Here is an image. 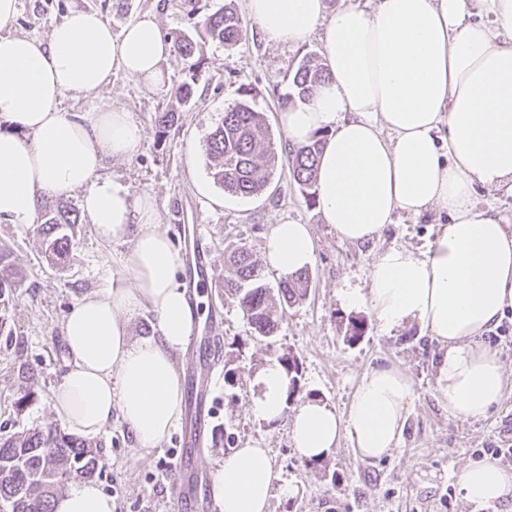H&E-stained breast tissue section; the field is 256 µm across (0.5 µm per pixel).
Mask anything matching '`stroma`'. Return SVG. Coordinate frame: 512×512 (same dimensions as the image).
Wrapping results in <instances>:
<instances>
[{"instance_id":"35a3bbf8","label":"stroma","mask_w":512,"mask_h":512,"mask_svg":"<svg viewBox=\"0 0 512 512\" xmlns=\"http://www.w3.org/2000/svg\"><path fill=\"white\" fill-rule=\"evenodd\" d=\"M227 3L246 19L243 39L229 48L213 43L198 25L205 14ZM75 8L98 11L116 33L149 12L163 36L183 32L195 44L192 61L174 55L167 59V86L149 88L118 71L96 95H69L61 103L66 112H130L143 130L141 151L130 160L107 161L104 175L132 194L154 198L159 227L174 245L183 276L193 273L188 234L193 225H204L209 250L195 325L200 331L211 328L215 338L210 363L219 380L211 416L192 447L183 444L180 426L147 453L138 450L117 419L93 436L100 456L93 481L112 495L118 512H178L174 466L182 454L192 457L202 483L196 512H220L211 492L218 460L254 445L266 448L272 462L267 512H512L511 495L477 505L465 500L458 483L479 450L512 448V390L486 418L450 416L436 387L442 352L430 334L416 323L383 332L370 309L345 302L349 292L367 288L370 266L381 249L403 246L424 253L450 224L448 212L399 215L378 241L352 244L323 224L317 206L306 202L290 176L279 99L288 94L303 60L321 58L319 36L295 46L268 43L247 18V0H18L10 32L47 39L53 25ZM194 62L201 65L197 78L190 70ZM189 80L194 83L192 97L180 101L172 89ZM244 98L271 127L278 164L270 185L261 195L245 198L212 184L211 198L201 197L196 182L211 178L208 137L225 109ZM161 112L176 113L177 124L159 129L155 117ZM284 221L309 226L315 258L308 268L307 299L288 310L269 344L251 337L236 302L225 296L224 260L236 247L261 256L272 226ZM68 234L67 257L51 264L37 224L0 221V250L15 273L14 287L0 298V437L63 426L53 408V393L68 360L61 326L76 301L111 287L121 274L118 257L126 244L99 241L86 221L71 226ZM352 319L364 324L362 338L354 343L345 339ZM281 347L300 363L297 403L314 400L339 414L370 368L392 363L402 369L412 381L413 395L402 439L391 454L363 461L344 438L322 459H307L291 442L290 415L272 422L256 417L253 404L262 394L259 374L275 362ZM228 368L234 371L229 383L222 378Z\"/></svg>"}]
</instances>
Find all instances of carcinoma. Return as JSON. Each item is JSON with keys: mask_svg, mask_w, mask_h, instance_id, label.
<instances>
[{"mask_svg": "<svg viewBox=\"0 0 512 512\" xmlns=\"http://www.w3.org/2000/svg\"><path fill=\"white\" fill-rule=\"evenodd\" d=\"M200 24L219 45L232 47L243 37V19L229 7L207 15ZM173 53L188 59L194 54L193 42L185 35L172 39ZM326 78L325 70L306 59L292 76V92L284 96L281 107L313 96ZM325 135L318 133L307 143L291 150V176L306 202L316 203L317 162ZM207 155L212 162L214 180L224 192L251 197L268 185L275 164L272 133L262 113L243 99L224 112V118L210 134ZM40 234L51 261L63 260L70 240L64 228L81 223L79 212L56 198L41 200ZM227 262L233 277L225 282V293L237 303L243 318L257 338L270 339L279 329L286 311L304 301L310 284L304 269L285 277L273 296L263 282L262 267L245 248L231 250ZM288 383L285 403L300 393V365L283 350L277 356ZM99 455L90 441L58 427L33 428L8 438H0V502L8 512H53L54 496L77 478H91L97 472Z\"/></svg>", "mask_w": 512, "mask_h": 512, "instance_id": "cac0c4a2", "label": "carcinoma"}]
</instances>
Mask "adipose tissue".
<instances>
[{
  "label": "adipose tissue",
  "mask_w": 512,
  "mask_h": 512,
  "mask_svg": "<svg viewBox=\"0 0 512 512\" xmlns=\"http://www.w3.org/2000/svg\"><path fill=\"white\" fill-rule=\"evenodd\" d=\"M18 0H0V220L29 224L43 197L81 191V207L100 239L126 242L125 272L104 292L78 300L62 327L69 355L53 395L68 426L100 433L120 417L138 447L167 439L182 414L176 356L194 328L197 306L179 273L174 247L158 228L151 196L132 195L102 176L107 158L130 160L143 133L129 112H65L66 95L92 96L120 71L149 87L168 81L172 53L154 15L113 33L92 10H71L47 40L8 34ZM494 27L474 22L472 6ZM262 37L298 44L320 35L327 77L314 95L281 116L292 146L326 132L317 172L324 223L344 241L379 239L395 214L437 208L451 222L423 255L402 246L381 251L366 292L348 294L369 307L380 327L419 323L444 348L437 387L451 416L485 417L506 378L484 334L512 310V225L477 206L475 185L512 191V0H376L372 10L325 0H248ZM447 140H439L440 129ZM308 225H273L265 264L288 275L309 266ZM157 316L159 334L132 339L128 315ZM257 417L279 419L286 376L279 365L261 376ZM412 396L409 377L384 364L364 374L344 415L309 401L294 412L290 438L319 458L348 437L355 454L391 453L402 436ZM272 464L267 449L237 448L216 471L220 512H266ZM466 500L488 503L512 493V471L482 459L458 479ZM54 512H114L110 495L85 482L58 495Z\"/></svg>",
  "instance_id": "obj_1"
}]
</instances>
